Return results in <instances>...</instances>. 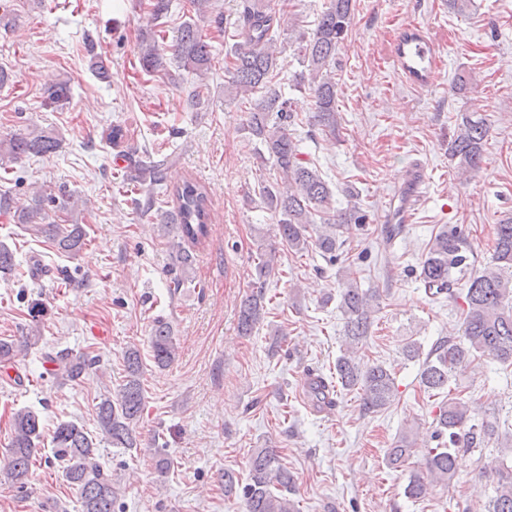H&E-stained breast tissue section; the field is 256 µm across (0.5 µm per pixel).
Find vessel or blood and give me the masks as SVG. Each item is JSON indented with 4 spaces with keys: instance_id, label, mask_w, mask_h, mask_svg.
<instances>
[{
    "instance_id": "vessel-or-blood-1",
    "label": "vessel or blood",
    "mask_w": 512,
    "mask_h": 512,
    "mask_svg": "<svg viewBox=\"0 0 512 512\" xmlns=\"http://www.w3.org/2000/svg\"><path fill=\"white\" fill-rule=\"evenodd\" d=\"M393 61L403 80L417 89L431 87L440 66L436 44L415 22L402 25L392 37ZM426 178L421 169L408 172L393 196L387 223L406 224L425 197Z\"/></svg>"
}]
</instances>
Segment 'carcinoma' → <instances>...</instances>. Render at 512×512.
Instances as JSON below:
<instances>
[{
  "label": "carcinoma",
  "mask_w": 512,
  "mask_h": 512,
  "mask_svg": "<svg viewBox=\"0 0 512 512\" xmlns=\"http://www.w3.org/2000/svg\"><path fill=\"white\" fill-rule=\"evenodd\" d=\"M354 0H330L318 16L310 34L300 33L297 40L301 62L309 74L299 73L288 87L276 81L277 39L280 18L263 0H243V24L232 34L235 43L224 57L234 96L250 101L246 129L261 147L260 158L270 159L281 174L280 182L262 187L264 201L277 214L280 243L300 252L309 246V228L315 217L323 218L315 245L324 257L336 259L342 241L339 228L352 221L354 214L336 210L333 193L315 164L303 158L300 141L291 132L295 114L294 93H309L314 101L315 123L336 136V51L348 37L354 18ZM171 0H151L150 19L156 23L167 18ZM177 71L167 69L165 47L148 33L140 43L139 62L147 73H163L171 81L183 80L182 72L202 81L213 65L212 46L196 25L186 23L178 29L170 46ZM490 133L485 115L470 112L461 118L448 144V156L455 161L457 173L469 176L483 163L484 149ZM60 146L54 135L37 128L26 129L0 140V157L17 160L28 155H47ZM176 207L168 212V223L176 225L178 241L173 244L175 261L181 275L192 266L196 245L208 234V196L197 182L186 180L173 190ZM0 208L15 209L24 232L39 238L50 236L55 246L78 254L85 246V229L81 224H42V205L13 206L10 199H0ZM469 248L465 239L453 231H441L427 245L420 266L419 281L427 296L437 300L453 297L459 274L468 266ZM276 247L272 246L256 266V291L246 296L238 310V331L249 336L265 314L264 282L273 268ZM494 267L469 278L465 284V309L462 335L441 338L428 350L420 368V383L427 392L443 391L456 370L482 357H489L503 367H512V215L495 225ZM339 308L345 316V344L351 347L368 334L370 328L369 293L358 288L353 279L339 291ZM45 308L41 303L29 307L31 325L20 343L0 339V364H9L19 346L39 343V322ZM150 343L154 363L159 367L172 364L178 345L169 323L158 320L151 329ZM54 374L76 382L95 367L96 360L84 353L59 351L47 354ZM127 379L117 393L100 398L96 417L102 439L114 448L131 451L140 447L136 423L142 412L144 394L139 375L140 353L133 346L127 350ZM336 379L345 388L361 391L363 409L379 412L395 397L394 379L381 364L361 366L346 351L336 359ZM436 437L445 439L443 447L429 449L425 471L410 477L406 495L414 500L425 497L438 483L450 482L456 474L459 452H469L485 445L496 432V424L472 419V410L462 398L448 395L439 408ZM43 423L39 414L29 409L13 413L11 420L10 460L3 470L4 480L23 488L29 481L32 462L41 453ZM53 454L61 463L64 481L77 490L82 512H114L118 492L112 480L96 461L98 442L83 425L75 421L59 422L52 435ZM415 440L401 433L386 450V462L400 467L414 453ZM496 479L495 495L486 512H512V465L501 462L492 468ZM294 476L279 463L274 448H259L252 455L249 479L240 485L233 473L224 472V495L242 498L245 512H295L288 499L293 492Z\"/></svg>",
  "instance_id": "cac0c4a2"
}]
</instances>
